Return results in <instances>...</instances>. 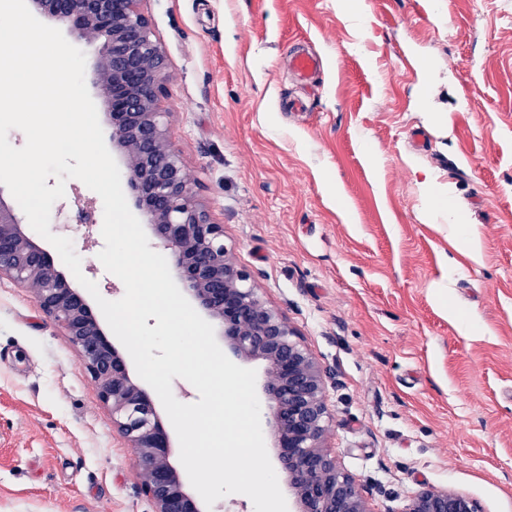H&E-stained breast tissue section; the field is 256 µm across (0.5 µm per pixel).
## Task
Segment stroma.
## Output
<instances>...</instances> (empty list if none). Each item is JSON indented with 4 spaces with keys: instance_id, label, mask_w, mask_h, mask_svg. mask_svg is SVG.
<instances>
[{
    "instance_id": "1",
    "label": "stroma",
    "mask_w": 512,
    "mask_h": 512,
    "mask_svg": "<svg viewBox=\"0 0 512 512\" xmlns=\"http://www.w3.org/2000/svg\"><path fill=\"white\" fill-rule=\"evenodd\" d=\"M142 0L171 139L236 262L336 374L327 444L401 512H512V0ZM294 51L320 61L298 78ZM430 177L443 195L425 200ZM474 229L473 261L448 230ZM71 240L103 298L125 287ZM95 380L0 278V512H154ZM477 502L448 488L423 486L409 498L402 512H480Z\"/></svg>"
}]
</instances>
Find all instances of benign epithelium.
Returning <instances> with one entry per match:
<instances>
[{"mask_svg":"<svg viewBox=\"0 0 512 512\" xmlns=\"http://www.w3.org/2000/svg\"><path fill=\"white\" fill-rule=\"evenodd\" d=\"M70 28L96 52L89 72L112 129L121 178L150 235L170 250L184 290L218 329L238 360L265 365L267 428L293 492L294 512H373L370 492L339 469L326 446L327 383L332 369L303 345L288 317L261 295L252 273L224 244V225L194 192L170 135L167 63L141 0H28ZM28 289L62 328L99 387L112 423L137 454V475L155 512H205L173 460L168 420L109 336L88 294L73 287L58 262L28 230L0 189V277ZM402 512H480L466 494L423 486Z\"/></svg>","mask_w":512,"mask_h":512,"instance_id":"obj_1","label":"benign epithelium"}]
</instances>
